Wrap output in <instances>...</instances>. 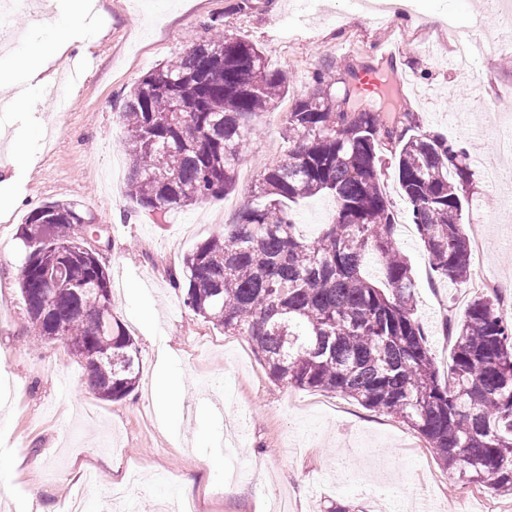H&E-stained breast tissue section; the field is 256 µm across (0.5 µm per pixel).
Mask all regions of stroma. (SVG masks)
<instances>
[{
	"label": "stroma",
	"instance_id": "obj_1",
	"mask_svg": "<svg viewBox=\"0 0 512 512\" xmlns=\"http://www.w3.org/2000/svg\"><path fill=\"white\" fill-rule=\"evenodd\" d=\"M99 35L85 49L69 48L51 64L66 112L50 102L37 111L0 112V467L24 460L0 484V512H60L77 470H95L85 512H101L103 486L127 485L137 512H158L182 498V475L196 478L199 512H324L337 503L356 512H395L415 498L422 477L441 480L432 512H491L498 498L465 485L445 469L420 435L399 419L333 393L288 387L270 379L246 337L225 335L183 305L171 273L205 239L236 223L251 200L253 179L288 152L287 106L312 88L316 70L341 75L347 66L378 70L377 91L360 102L384 100L396 121L414 113L422 129L470 147L463 116L475 106L512 121V45L486 42L470 75L449 71L421 51L424 36L445 20L458 35L473 27L496 34L502 19L484 0H408L412 9L392 25L378 24L349 0H93ZM218 19L264 53L289 81L285 106L263 117L248 142L234 190L168 217L138 209L126 192L130 160L121 148L117 113L126 94L148 72L184 52L201 25ZM401 53L386 60L388 45ZM483 88L473 100L470 85ZM29 141L26 156L14 146ZM397 239L414 272L417 312L440 372L453 354L448 327L478 296L473 282L452 283L430 269L397 179L386 175ZM466 194L465 223L484 216V253L499 278H512V212L491 200L481 169ZM52 202L78 204L97 235L108 269L112 309L134 337L140 379L125 398L109 401L86 385L81 359L58 341H36L18 283L24 248L20 227L32 210ZM165 377L174 399L154 403L151 386ZM249 474L228 492L210 479L229 466ZM38 499H31L32 485Z\"/></svg>",
	"mask_w": 512,
	"mask_h": 512
}]
</instances>
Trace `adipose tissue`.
Masks as SVG:
<instances>
[{"label":"adipose tissue","mask_w":512,"mask_h":512,"mask_svg":"<svg viewBox=\"0 0 512 512\" xmlns=\"http://www.w3.org/2000/svg\"><path fill=\"white\" fill-rule=\"evenodd\" d=\"M92 10V0H67L63 11L51 13L43 21L49 45L22 56L11 68H1L0 86L15 85L16 75L20 72L26 74L29 80H38L62 48L84 47L94 41L97 30L89 21Z\"/></svg>","instance_id":"adipose-tissue-1"}]
</instances>
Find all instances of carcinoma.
Listing matches in <instances>:
<instances>
[{"instance_id": "cac0c4a2", "label": "carcinoma", "mask_w": 512, "mask_h": 512, "mask_svg": "<svg viewBox=\"0 0 512 512\" xmlns=\"http://www.w3.org/2000/svg\"><path fill=\"white\" fill-rule=\"evenodd\" d=\"M206 36L146 74L119 118L131 161L128 192L142 210L167 215L225 195L257 120L275 111L287 76L253 43L205 25ZM285 119L286 158L267 166L237 224L224 225L184 256V306L246 336L270 378L333 392L382 411L424 438L468 482L512 493V318L496 299L474 297L456 325L452 364L441 379L416 315V282L396 235L382 176L383 140H397L393 167L412 221L438 276L464 282L472 248L462 216L470 166L465 149L430 130L397 131L377 110L353 103L358 89L332 90L329 70ZM179 103L186 111H172ZM336 201L331 223L300 233L290 204L316 195ZM79 208L50 203L20 229L19 285L39 340L65 327L62 342L84 361L87 383L111 401L128 396L140 352L112 313L105 267L85 255ZM70 244V287L44 304L38 251ZM377 266L369 277L366 269Z\"/></svg>"}]
</instances>
